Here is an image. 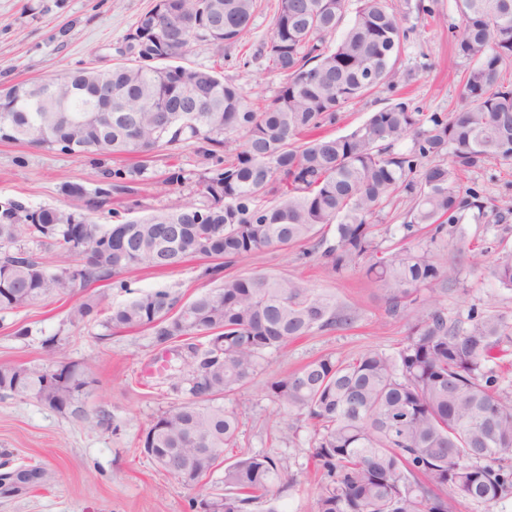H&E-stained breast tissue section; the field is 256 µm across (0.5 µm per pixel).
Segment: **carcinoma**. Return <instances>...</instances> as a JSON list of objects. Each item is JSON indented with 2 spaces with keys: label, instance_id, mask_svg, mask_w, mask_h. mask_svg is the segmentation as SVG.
Here are the masks:
<instances>
[{
  "label": "carcinoma",
  "instance_id": "1",
  "mask_svg": "<svg viewBox=\"0 0 512 512\" xmlns=\"http://www.w3.org/2000/svg\"><path fill=\"white\" fill-rule=\"evenodd\" d=\"M142 13L123 42L163 50L168 59L195 41L215 56L242 44L258 0H167ZM461 20L453 42L470 63L462 105L451 114L422 113L398 94L411 74L398 61L414 13L431 14L424 0H277L269 37L259 47L266 68L283 78L261 104L212 69L167 65L159 75L117 62L112 97L153 101L112 109V121H93L84 89L91 68L56 76L57 96L33 102L5 91L10 111L0 115L10 132L0 141L30 142L48 150L56 141L77 145L79 156L147 158L190 142L211 162L198 177L206 203L156 209L123 224H98L85 214L24 208L27 224L0 213V311L61 298L108 281L131 268L170 269L189 258L213 261L205 270L214 287L184 300L147 292L108 309L107 331L147 329L154 345L178 352L185 367L165 375L178 402L157 415L139 439L140 452L165 471L183 473L195 486L222 471L210 497L214 512H251L282 479L267 455L239 452V421L224 397L239 392L262 368L266 354L304 336L348 326L354 314L330 294H317L296 277L226 276L236 261L272 247L313 243L332 272L363 264L365 276L385 290L387 314L410 316L406 342L393 353L369 350L352 357L323 355L292 372L267 378L264 390L313 430L312 460L321 473L316 512H452L458 499L492 505L512 499V395L502 387L512 361V318L471 310L464 320L422 296L452 280L447 266L424 248L380 250L374 227L403 194L411 202L403 238L426 227L431 240L453 232L466 212L487 224H505L512 204L461 183L464 171L490 159L512 160V82L501 67L512 60V0H455ZM354 17L335 44L349 8ZM224 30L209 27L212 18ZM385 87L389 102L346 135L336 125L352 103ZM244 134L229 149L228 135ZM412 146L394 152L400 141ZM146 170L112 171V184L88 202L90 211L113 194H129ZM335 226L333 240L325 229ZM57 247L77 264L49 271L22 244ZM483 274L512 289V259L483 266ZM101 304L89 298L69 312L81 324ZM73 384L48 380V368L0 365V392L29 395L85 419L91 382L71 363Z\"/></svg>",
  "mask_w": 512,
  "mask_h": 512
}]
</instances>
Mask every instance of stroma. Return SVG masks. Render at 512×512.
Segmentation results:
<instances>
[{
  "mask_svg": "<svg viewBox=\"0 0 512 512\" xmlns=\"http://www.w3.org/2000/svg\"><path fill=\"white\" fill-rule=\"evenodd\" d=\"M153 2L0 0V89L84 68H112L117 46ZM275 2L262 0L245 45L229 48L220 58L206 43L195 42L182 57V65L215 70L240 87L249 100L272 98L281 80L267 73L255 52L271 32ZM436 2L437 17L414 20L401 59L402 69L412 73L402 92L426 116L457 107L458 74L466 67L451 52L452 30L460 25L454 0ZM173 164L182 167L188 179L179 186H163ZM129 166L124 159L93 161L28 143L0 142V200H18L33 209L80 212L97 189L107 186L113 169ZM202 170L191 145L157 152L135 182L134 193L112 197L95 218L102 224H121L154 209L205 204L198 185ZM463 183L490 198L512 199V160H489L483 168L464 175ZM70 184L81 185L83 197L69 195ZM457 232L481 251L483 262L512 258V223L487 224L470 218L458 225ZM410 245L431 247L440 263L453 268L448 293L436 297L449 318L465 316L473 308L512 316V290L484 276L472 258L459 256L452 238L433 242L422 235ZM207 265V260L194 258L173 270H133L93 283L71 297L0 312V365L42 367L60 359L82 365L93 380L86 399L89 416L83 420L60 414L29 396L0 393V454H11L18 464L47 465L57 472L50 488L0 498V512H189L193 489L159 470L139 451L142 433L174 401L161 377L147 372L161 356L150 332L123 330L109 336L98 317L73 325L68 313L97 296L106 308L149 291L192 298L211 286L203 275ZM229 272L298 277L315 292L335 295L356 312L354 322L345 328L299 339L285 351L268 354L262 374L224 402L238 415L239 447L268 455L280 466L284 480L276 487L279 512H315L320 485L311 460L312 431L266 395L264 381L329 352L346 357L372 349L395 351L406 340L407 322L388 316L384 290L365 281L359 268L336 276L317 250L308 255L300 246L269 248L239 260ZM20 325L27 328L26 336H14ZM52 336L59 341L53 351L44 345ZM101 410L109 414L110 427L98 425L96 414Z\"/></svg>",
  "mask_w": 512,
  "mask_h": 512,
  "instance_id": "obj_1",
  "label": "stroma"
}]
</instances>
